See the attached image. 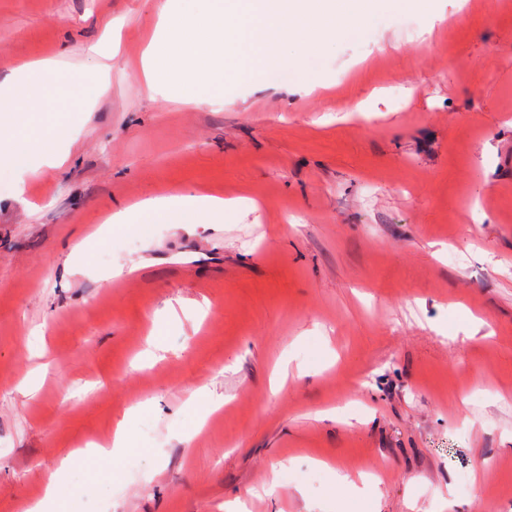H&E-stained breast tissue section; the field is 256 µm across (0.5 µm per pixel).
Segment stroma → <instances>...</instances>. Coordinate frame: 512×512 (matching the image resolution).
Instances as JSON below:
<instances>
[{"mask_svg": "<svg viewBox=\"0 0 512 512\" xmlns=\"http://www.w3.org/2000/svg\"><path fill=\"white\" fill-rule=\"evenodd\" d=\"M161 4L0 0V79L109 66L90 111L63 82L26 120L67 123V161L0 187V512L121 421L62 512H512V0H381L314 92L228 69L198 105L145 83ZM188 193L242 206L66 273L113 211ZM199 388L224 399L204 422ZM109 444V447L94 444L86 449H79L78 451L101 457L112 456V459L119 456L125 450V448H127L128 444L125 422L121 421L117 424L115 430L112 433V439L110 440Z\"/></svg>", "mask_w": 512, "mask_h": 512, "instance_id": "35a3bbf8", "label": "stroma"}]
</instances>
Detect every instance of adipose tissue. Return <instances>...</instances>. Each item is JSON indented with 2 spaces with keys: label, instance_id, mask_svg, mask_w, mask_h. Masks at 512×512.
Instances as JSON below:
<instances>
[{
  "label": "adipose tissue",
  "instance_id": "ef3b65f1",
  "mask_svg": "<svg viewBox=\"0 0 512 512\" xmlns=\"http://www.w3.org/2000/svg\"><path fill=\"white\" fill-rule=\"evenodd\" d=\"M62 79L55 60L43 59L10 68L0 81V122H14L32 111L46 89ZM67 131L57 127L52 138L42 140L35 134L25 135L9 149H0V184L11 174L29 166L32 152L43 154L48 164L59 166L68 158ZM239 202L211 195H169L141 201L119 209L108 216L100 227L101 233L115 232L165 218L175 224H196L201 219L220 224L225 212L239 209Z\"/></svg>",
  "mask_w": 512,
  "mask_h": 512
}]
</instances>
